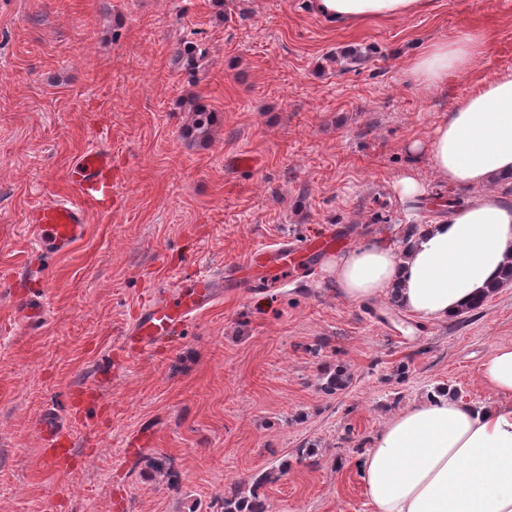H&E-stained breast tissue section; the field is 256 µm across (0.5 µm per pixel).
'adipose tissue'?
Masks as SVG:
<instances>
[{"mask_svg":"<svg viewBox=\"0 0 512 512\" xmlns=\"http://www.w3.org/2000/svg\"><path fill=\"white\" fill-rule=\"evenodd\" d=\"M431 0H315L327 19L352 25L413 16ZM489 34L467 28L430 44L411 62L435 87L469 70ZM438 179L474 201L419 225L407 242L368 244L332 258L350 302L391 298L413 319L444 322L497 282L512 262V72L463 95L423 145ZM495 401L475 406L436 395L393 417L355 461L371 512H512V345L494 346L479 367Z\"/></svg>","mask_w":512,"mask_h":512,"instance_id":"ef3b65f1","label":"adipose tissue"}]
</instances>
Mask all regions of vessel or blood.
Wrapping results in <instances>:
<instances>
[{
    "label": "vessel or blood",
    "mask_w": 512,
    "mask_h": 512,
    "mask_svg": "<svg viewBox=\"0 0 512 512\" xmlns=\"http://www.w3.org/2000/svg\"><path fill=\"white\" fill-rule=\"evenodd\" d=\"M72 193L56 195L31 209L26 215L34 243L46 260L67 255L82 242L88 231V211L111 207L112 156L108 149L93 147L81 152L68 169ZM339 244L335 234L326 233L300 244L281 242L255 256V267L264 269L260 284L271 285L272 274L286 272L304 275L310 260L334 250ZM235 269L218 275H200L177 283L174 292L163 293L136 311L125 328L119 344L125 360L131 361L177 335L194 317L208 309L223 289L234 287ZM18 311L29 329L41 327L48 311L44 293H32L18 302ZM36 426L43 445L41 462L50 469L71 468L69 419L55 409L44 410Z\"/></svg>",
    "instance_id": "1"
}]
</instances>
